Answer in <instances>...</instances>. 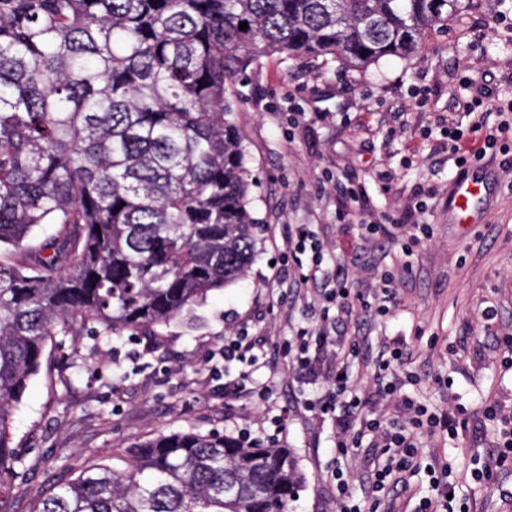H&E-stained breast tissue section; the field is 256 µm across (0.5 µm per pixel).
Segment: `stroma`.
Here are the masks:
<instances>
[{"label": "stroma", "instance_id": "obj_1", "mask_svg": "<svg viewBox=\"0 0 512 512\" xmlns=\"http://www.w3.org/2000/svg\"><path fill=\"white\" fill-rule=\"evenodd\" d=\"M512 0H471L447 30L430 31L410 61L383 59L368 68H328L320 60L273 54L233 83L232 120L256 182L252 208L263 222L259 253L244 279L211 292L192 323L176 320L152 336L101 345L82 332L47 344L14 417L13 444L24 461L15 512H30L55 480L84 466L123 468L138 443L173 431L244 434L290 448L304 481L285 512H336V415L308 409L326 381L300 394L282 346L308 321L325 278L301 291L288 277L282 243L306 224L328 250L327 269L343 267L348 285L380 299L393 273L396 304L388 315L338 313L336 333L357 346L349 375L363 398L382 406L372 382L383 347L404 341L406 366L418 378L401 394L429 409H463L465 427L449 444L427 434V461L447 459L450 479L469 512H506L512 458L473 480V455L497 451L489 404L512 412V176L505 156L485 159L493 187L475 229L453 223L448 194L457 169L449 127L468 128L475 112L495 123L512 105ZM364 224H425L427 237L401 242L365 235ZM496 313L485 321L486 309ZM240 332L261 350L257 363L225 362V337ZM376 454L363 447L350 474L364 512H404L408 496L366 495L362 474Z\"/></svg>", "mask_w": 512, "mask_h": 512}]
</instances>
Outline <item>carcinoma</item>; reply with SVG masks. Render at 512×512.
I'll return each instance as SVG.
<instances>
[{
	"label": "carcinoma",
	"instance_id": "carcinoma-1",
	"mask_svg": "<svg viewBox=\"0 0 512 512\" xmlns=\"http://www.w3.org/2000/svg\"><path fill=\"white\" fill-rule=\"evenodd\" d=\"M463 0H0V512L23 460L13 410L47 342L151 334L257 256L227 97L254 60H409ZM247 28L239 29V24ZM47 224L55 233L40 238ZM290 449L214 432L83 468L33 512H283Z\"/></svg>",
	"mask_w": 512,
	"mask_h": 512
}]
</instances>
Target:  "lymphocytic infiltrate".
<instances>
[{"instance_id": "lymphocytic-infiltrate-1", "label": "lymphocytic infiltrate", "mask_w": 512, "mask_h": 512, "mask_svg": "<svg viewBox=\"0 0 512 512\" xmlns=\"http://www.w3.org/2000/svg\"><path fill=\"white\" fill-rule=\"evenodd\" d=\"M448 149L455 158L458 169L464 170L471 163L481 161L490 153L512 152V119L502 121L497 127L486 129L473 125L470 131L452 127L448 130ZM286 250L290 257L306 256V271L298 278V285L317 280L323 271L325 254L322 244L314 240L306 227H297L289 235ZM392 290H385L383 304L373 306L365 300L362 292L335 282L325 288L322 306L314 328L301 329L296 345L288 347L285 358L292 376L301 383H315L317 369L322 359L336 361V374L328 391L326 403L338 411L336 417V440L341 448H360L362 443L378 451L377 463L367 478L370 495L381 497L397 487L399 472L425 473L433 490L432 496L420 499L416 512H448V496L455 487L448 481V468L444 465L423 464L422 453L417 442V430L440 435L443 439H456L458 422L453 410H428L426 406L405 398L399 409L402 419H389L385 415L366 417L364 400L351 384L346 362L354 353L353 345L344 337L334 335L332 308L360 306L376 308L386 314L387 303L393 300Z\"/></svg>"}]
</instances>
